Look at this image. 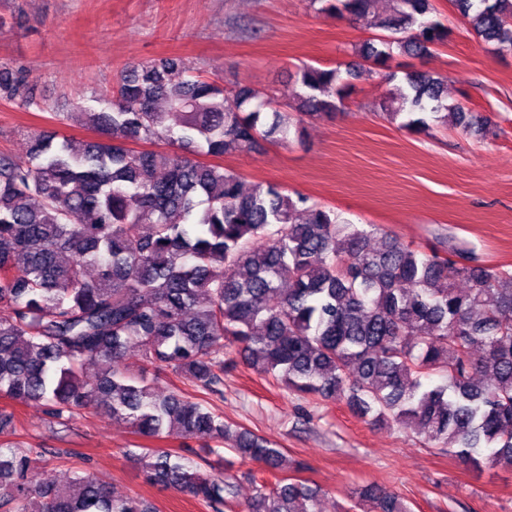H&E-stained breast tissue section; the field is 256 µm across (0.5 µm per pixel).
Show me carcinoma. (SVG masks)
I'll return each mask as SVG.
<instances>
[{
	"label": "carcinoma",
	"mask_w": 512,
	"mask_h": 512,
	"mask_svg": "<svg viewBox=\"0 0 512 512\" xmlns=\"http://www.w3.org/2000/svg\"><path fill=\"white\" fill-rule=\"evenodd\" d=\"M316 2L382 31L359 49L380 71L397 52L431 55L451 32L434 0H390L383 17L373 0ZM450 2L483 42L512 51V0ZM345 74L355 75L352 64L298 67L290 112L250 85L229 92L180 58H160L123 71L101 109L63 113L96 138L35 131L25 161L0 155V397L56 420L101 409L148 441L206 436L210 453L228 443L276 475L284 449L233 428L204 399L158 396L146 378L170 370L216 395L236 367L224 357L233 345L292 391L422 434L474 470H512L511 271L451 239L442 253L412 249L274 184L246 192L233 170L199 160L302 133L304 118L344 104ZM30 90L23 74L0 69L1 97L30 102ZM380 108L391 120L410 115L415 132L428 128L427 113L466 133L485 128L424 71L405 74ZM157 142L174 149L131 148ZM11 424L0 415V512H156L89 470L31 486L45 449L11 441ZM133 460L146 483L210 512H321L318 490L294 478L259 484L229 459L209 475L159 448ZM245 480L253 493L243 502ZM360 498L367 512H410L382 486Z\"/></svg>",
	"instance_id": "cac0c4a2"
}]
</instances>
